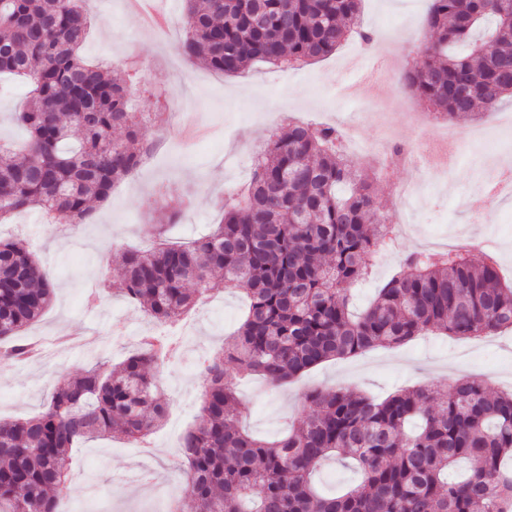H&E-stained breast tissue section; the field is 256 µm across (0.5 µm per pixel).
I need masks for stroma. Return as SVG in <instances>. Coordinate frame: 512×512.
Here are the masks:
<instances>
[{
    "instance_id": "stroma-1",
    "label": "stroma",
    "mask_w": 512,
    "mask_h": 512,
    "mask_svg": "<svg viewBox=\"0 0 512 512\" xmlns=\"http://www.w3.org/2000/svg\"><path fill=\"white\" fill-rule=\"evenodd\" d=\"M429 6L430 0H362L361 20L374 34L404 43L417 61ZM166 7L171 16L167 28L154 30L140 22L129 0H86L93 26L81 54L111 62L113 70L133 76V108L151 119L154 154L149 164L116 182L109 199L94 204L84 224L51 232L30 213L0 226V235L30 242L55 288L51 305L22 332L26 338L49 339L46 356L26 363L0 362L2 421L34 416L55 385L80 376L99 354L122 361L135 349L136 337L152 330L144 313L120 295L102 305L88 299V283L111 281L123 249L148 245L156 225L166 223L174 212L179 219L173 240L187 242L207 233L222 217L225 193L248 182L255 151L279 128L283 114L339 128L356 110L355 102L340 99L338 91L359 78L349 62L351 56L366 53L358 40H348L300 71L256 63L226 76L178 54V21L186 4L167 0ZM27 92L24 81L0 77V139L23 141L24 133L12 116L21 110ZM373 99L382 114L358 125L356 160L373 179L387 223L405 222L409 228L373 266L370 279L353 288L354 308L368 305L404 256L457 224L473 229L476 241L468 250L474 262L484 258L482 239L493 237L501 275L512 279V203L489 214L457 206L461 197L473 195L481 174L478 165L467 162L468 156L482 154L480 142L470 137L473 129H485L492 142L512 154V102L455 122L462 161L448 175L428 171V188L409 214L397 191L416 172L410 165L385 160L380 140L387 132L401 145L431 139L437 120L432 108L410 91L395 90L386 82L379 84ZM243 307L239 291L226 288L223 281L213 282L208 300L186 318L188 329L180 337L185 356L171 362L161 380L171 400L166 420L141 447L108 436L76 449L70 490L59 512H160L163 489L181 480L173 465L180 439L200 414L203 378L196 352L209 345L222 348ZM463 373L484 378L490 392L511 391L512 335L491 343L425 336L393 348L375 347L354 358L324 363L279 389L259 379L243 380L237 384L241 424L259 437L271 438L307 415L303 397L310 388L349 387L384 398L402 388L445 390Z\"/></svg>"
}]
</instances>
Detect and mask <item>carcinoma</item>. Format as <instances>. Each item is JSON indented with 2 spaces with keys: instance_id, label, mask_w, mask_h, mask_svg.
Segmentation results:
<instances>
[{
  "instance_id": "cac0c4a2",
  "label": "carcinoma",
  "mask_w": 512,
  "mask_h": 512,
  "mask_svg": "<svg viewBox=\"0 0 512 512\" xmlns=\"http://www.w3.org/2000/svg\"><path fill=\"white\" fill-rule=\"evenodd\" d=\"M361 0H186L179 52L233 75L254 61L281 66L324 58L360 29ZM90 27L84 0H0V73L28 80L16 120L21 146L0 142V224L37 209L81 224L151 149L132 111L128 73L79 56ZM423 60L403 81L449 121L512 98V0H432ZM333 126L291 121L254 164L247 192L224 197V221L187 245L158 225L150 248L122 251L118 292L160 327L188 314L212 281L239 288L247 307L232 342L202 366V415L180 448L195 512H512V392L489 394L462 377L439 392L384 399L314 388L310 412L266 440L239 424L237 374L272 386L333 359L416 336L458 338L512 330V284L497 260L463 249L408 254L373 303L352 312L350 288L389 245L372 183L355 173ZM54 287L30 244L0 238V361L30 358L20 337ZM155 333L118 364L98 358L55 386L37 415L0 422V512H57L69 492L70 451L118 432L138 444L169 409V362ZM334 460L359 473L324 494L313 475Z\"/></svg>"
}]
</instances>
